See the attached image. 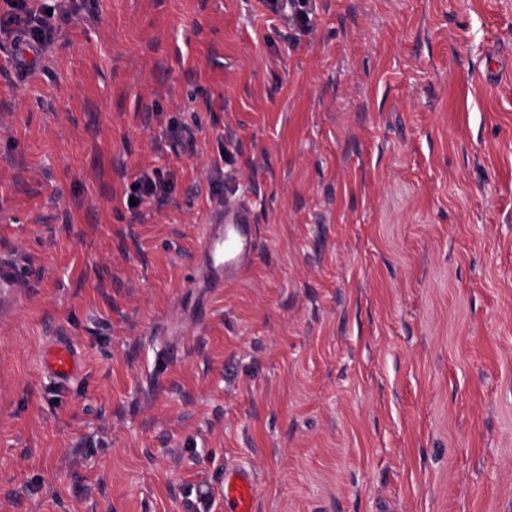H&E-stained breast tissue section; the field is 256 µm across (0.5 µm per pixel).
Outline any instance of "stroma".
<instances>
[{
	"instance_id": "stroma-1",
	"label": "stroma",
	"mask_w": 512,
	"mask_h": 512,
	"mask_svg": "<svg viewBox=\"0 0 512 512\" xmlns=\"http://www.w3.org/2000/svg\"><path fill=\"white\" fill-rule=\"evenodd\" d=\"M309 12L77 0L23 76L0 39V512H221L228 462L256 512H512V0ZM235 197L255 263L185 296ZM133 185H137V188H133ZM167 184L161 181L159 178L153 179L149 174L143 173L137 177L132 184V193L128 195L126 204L128 209L138 208L145 200L155 197L158 194L165 193L167 191ZM130 197H134L136 205H130ZM43 365L46 374L58 381L68 380L78 370L76 353L61 341L46 352Z\"/></svg>"
}]
</instances>
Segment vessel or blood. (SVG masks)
Wrapping results in <instances>:
<instances>
[{
  "label": "vessel or blood",
  "mask_w": 512,
  "mask_h": 512,
  "mask_svg": "<svg viewBox=\"0 0 512 512\" xmlns=\"http://www.w3.org/2000/svg\"><path fill=\"white\" fill-rule=\"evenodd\" d=\"M259 248L255 212L245 200L228 201L207 213L198 245L196 270L186 278L190 291L216 294L224 285L241 279L253 265ZM47 375L65 381L78 370L75 352L57 342L43 358ZM224 512H255L257 478L238 464L224 466Z\"/></svg>",
  "instance_id": "1"
}]
</instances>
